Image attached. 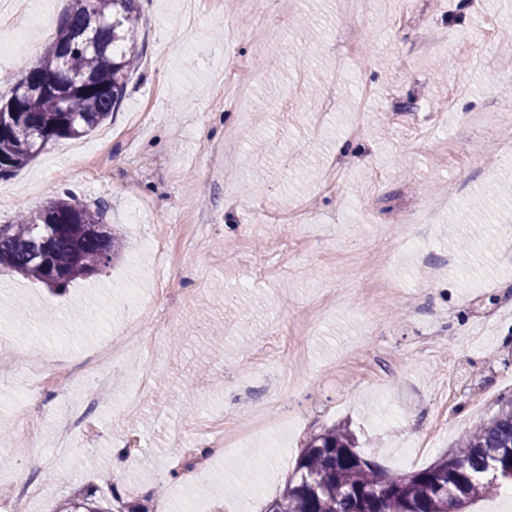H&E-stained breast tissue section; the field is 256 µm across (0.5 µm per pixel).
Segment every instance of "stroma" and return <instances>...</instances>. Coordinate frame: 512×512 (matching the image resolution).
<instances>
[{
    "label": "stroma",
    "mask_w": 512,
    "mask_h": 512,
    "mask_svg": "<svg viewBox=\"0 0 512 512\" xmlns=\"http://www.w3.org/2000/svg\"><path fill=\"white\" fill-rule=\"evenodd\" d=\"M70 7L28 0L0 34V74L37 62ZM142 10V64L118 111L0 179V224L68 187L127 242L61 295L0 272V337L49 369L23 406L26 366L0 378V512H59L90 489L148 512H266L305 438L338 422L394 472L452 453L512 397V313H498L512 304V156L488 148L512 138V36L488 29L512 0H293L271 45L254 42L242 0H201L192 30L177 0ZM228 78L255 106L225 98ZM298 209L320 242L285 256L263 216ZM156 226L178 256L163 296L141 251ZM144 307L166 341L130 411L141 361L121 343ZM432 329L440 349L422 352ZM107 367L112 394L87 408ZM452 377L466 389L455 401ZM274 401L289 424L242 433ZM76 412L83 427H62ZM214 417L241 431L238 448L210 452Z\"/></svg>",
    "instance_id": "1"
}]
</instances>
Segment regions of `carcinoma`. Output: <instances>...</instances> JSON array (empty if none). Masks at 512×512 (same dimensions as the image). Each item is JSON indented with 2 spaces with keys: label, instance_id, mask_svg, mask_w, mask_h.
Segmentation results:
<instances>
[{
  "label": "carcinoma",
  "instance_id": "obj_1",
  "mask_svg": "<svg viewBox=\"0 0 512 512\" xmlns=\"http://www.w3.org/2000/svg\"><path fill=\"white\" fill-rule=\"evenodd\" d=\"M137 0H73L42 59L11 76L0 99V178L27 165L47 146L86 136L119 105L141 59ZM99 208L70 189L34 214L0 224V271L6 269L58 294L78 279L102 274L120 253ZM512 488V400L472 428L451 457L411 474L389 472L359 450L346 424L309 437L268 512H468L501 488ZM65 512H147L112 498V509L77 498Z\"/></svg>",
  "mask_w": 512,
  "mask_h": 512
}]
</instances>
